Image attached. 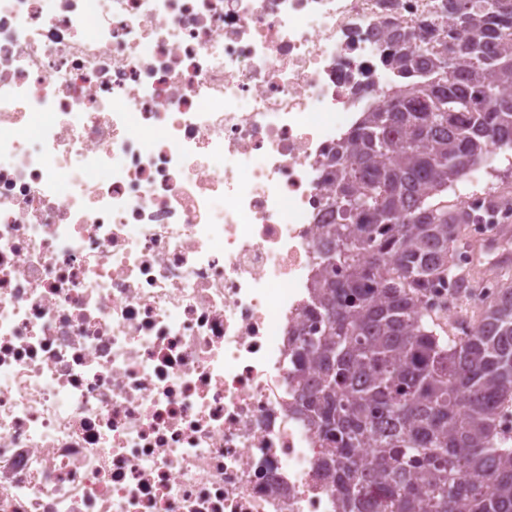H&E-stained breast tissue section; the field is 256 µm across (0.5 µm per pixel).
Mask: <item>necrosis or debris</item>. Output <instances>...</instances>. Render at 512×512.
<instances>
[{"label":"necrosis or debris","instance_id":"4bbe7bcc","mask_svg":"<svg viewBox=\"0 0 512 512\" xmlns=\"http://www.w3.org/2000/svg\"><path fill=\"white\" fill-rule=\"evenodd\" d=\"M422 22L448 0H0V512H338L292 353Z\"/></svg>","mask_w":512,"mask_h":512}]
</instances>
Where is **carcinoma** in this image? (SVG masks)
Wrapping results in <instances>:
<instances>
[{"instance_id": "1", "label": "carcinoma", "mask_w": 512, "mask_h": 512, "mask_svg": "<svg viewBox=\"0 0 512 512\" xmlns=\"http://www.w3.org/2000/svg\"><path fill=\"white\" fill-rule=\"evenodd\" d=\"M434 24L390 32L385 64L419 81L363 112L340 145L311 288L324 321L295 363L298 411L328 448L340 512H512V279L448 341L423 297L455 272L470 214L448 188L512 151V0H448ZM368 443L372 456L354 449Z\"/></svg>"}]
</instances>
